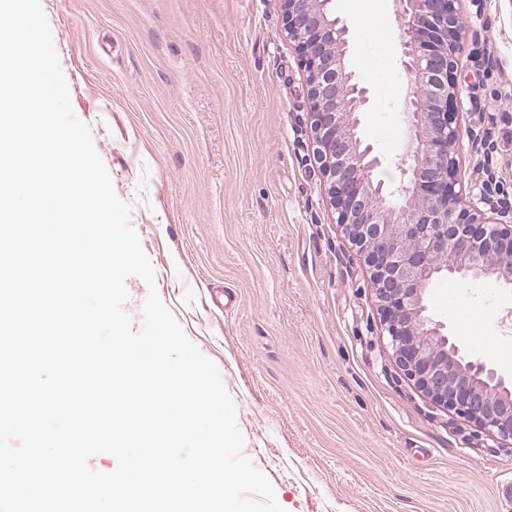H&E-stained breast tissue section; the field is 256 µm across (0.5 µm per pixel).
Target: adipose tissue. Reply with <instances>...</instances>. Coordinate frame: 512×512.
Instances as JSON below:
<instances>
[{
    "instance_id": "adipose-tissue-1",
    "label": "adipose tissue",
    "mask_w": 512,
    "mask_h": 512,
    "mask_svg": "<svg viewBox=\"0 0 512 512\" xmlns=\"http://www.w3.org/2000/svg\"><path fill=\"white\" fill-rule=\"evenodd\" d=\"M349 13L360 33V53L370 76L385 73L392 59L379 46L382 33L390 24L385 0H349Z\"/></svg>"
}]
</instances>
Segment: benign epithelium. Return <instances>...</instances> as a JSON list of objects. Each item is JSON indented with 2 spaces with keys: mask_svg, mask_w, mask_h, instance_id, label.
<instances>
[{
  "mask_svg": "<svg viewBox=\"0 0 512 512\" xmlns=\"http://www.w3.org/2000/svg\"><path fill=\"white\" fill-rule=\"evenodd\" d=\"M282 2L286 32L306 72L312 154L336 223L370 270L396 364L433 402L512 446V382L465 358L427 316L426 291L439 277L512 286V223L505 220L512 206L487 215L479 204L493 198L492 181L474 193L458 177L461 0H401L415 146L398 206L373 178L378 158L359 135L368 91L349 70L348 29L332 9L334 0Z\"/></svg>",
  "mask_w": 512,
  "mask_h": 512,
  "instance_id": "1",
  "label": "benign epithelium"
}]
</instances>
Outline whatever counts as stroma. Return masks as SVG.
<instances>
[{"instance_id": "stroma-1", "label": "stroma", "mask_w": 512, "mask_h": 512, "mask_svg": "<svg viewBox=\"0 0 512 512\" xmlns=\"http://www.w3.org/2000/svg\"><path fill=\"white\" fill-rule=\"evenodd\" d=\"M73 110L89 125L157 293L217 365L243 454L285 512H499L512 449L435 404L395 363L370 271L336 222L311 151L306 73L282 0H42ZM478 51L457 88L461 176L512 202V0H461ZM385 85L349 53L360 133L386 187L413 132L398 24ZM237 294L204 308L210 289ZM428 315L512 378V287L436 279Z\"/></svg>"}]
</instances>
